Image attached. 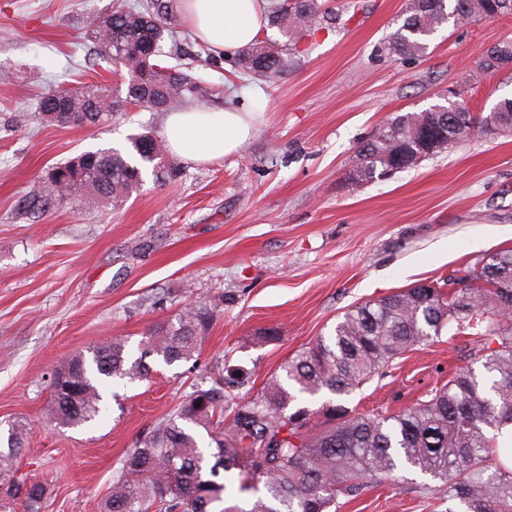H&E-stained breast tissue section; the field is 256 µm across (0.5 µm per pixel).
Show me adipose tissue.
<instances>
[{
  "instance_id": "1",
  "label": "adipose tissue",
  "mask_w": 512,
  "mask_h": 512,
  "mask_svg": "<svg viewBox=\"0 0 512 512\" xmlns=\"http://www.w3.org/2000/svg\"><path fill=\"white\" fill-rule=\"evenodd\" d=\"M181 11L197 37L227 58L250 44L267 24L265 0H181ZM252 133L247 113L195 105L170 113L163 128L170 150L194 164L236 152Z\"/></svg>"
}]
</instances>
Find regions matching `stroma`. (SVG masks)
<instances>
[{
	"instance_id": "obj_1",
	"label": "stroma",
	"mask_w": 512,
	"mask_h": 512,
	"mask_svg": "<svg viewBox=\"0 0 512 512\" xmlns=\"http://www.w3.org/2000/svg\"><path fill=\"white\" fill-rule=\"evenodd\" d=\"M113 0H0V422L22 424L23 446L0 497L17 480L44 486L41 512H102L137 438L201 385L216 360L247 369L255 387L297 350L328 334L351 305L440 282L512 247V135L474 137L421 165L355 187L356 150L383 122L419 112L467 85L471 112L512 96V68L473 82L485 48L512 41V14L445 26L425 56L398 58L388 42L409 0H332L336 19L291 46L274 81L242 77L231 60L198 73L223 91L216 108L254 115L251 140L224 158L181 163L174 182L146 178L121 207L89 198L39 219L20 197L48 167L113 146L165 113L125 110L102 130L34 115L60 84L123 90L127 72L89 59L90 20ZM224 306L197 364L150 363L148 380L107 382L105 412L78 427L49 422L52 372L120 336L137 345L197 298ZM278 328V341L252 343ZM480 368L476 342L442 336L396 359L348 402L396 412L462 367ZM440 481L398 471L336 512H448Z\"/></svg>"
}]
</instances>
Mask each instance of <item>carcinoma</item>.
<instances>
[{
  "instance_id": "1",
  "label": "carcinoma",
  "mask_w": 512,
  "mask_h": 512,
  "mask_svg": "<svg viewBox=\"0 0 512 512\" xmlns=\"http://www.w3.org/2000/svg\"><path fill=\"white\" fill-rule=\"evenodd\" d=\"M272 0L268 21L292 42L312 21H328L332 11L321 0H297L290 10ZM173 0H115L112 10L91 23L93 54L125 58V97L97 84L53 89L40 100L47 123L99 127L116 116L121 103L151 112H170L208 100L215 88L196 66L215 58L203 45L194 60L172 64L163 45L172 34ZM511 13L512 0H412L409 14L392 34L389 50L400 58L423 56L429 38L442 26H461ZM235 60L241 73L272 80L287 66V47L255 40ZM512 61V42L497 43L483 55L478 72L500 71ZM449 134L453 146L474 136L512 131V98L487 112H470L465 97L458 107L443 104L430 112L398 115L375 129L358 148L351 184L361 187L400 166L395 152L421 151L420 130ZM126 159L112 148L85 151L54 167L42 184L24 195L17 210L36 218L63 202L92 196L118 207L145 175L173 181L180 168L164 161L165 141L149 130L128 138ZM512 248L488 254L481 268L456 270L444 285L422 282L396 294L368 300L343 312L329 335L297 351L253 391L251 376L229 365L210 369L211 386L196 389L151 431L137 438L112 480L104 512H210L227 484H260L262 496L245 509L231 503L221 512H332L339 496L355 498L398 469L440 480L448 500L463 512H512ZM219 292L156 324L138 344V354L115 338L70 358L71 388L51 383V418L59 426L94 420L102 410L101 383L108 378H145L146 359L167 365L197 360L202 338L224 313ZM474 336L481 342L482 367L491 385L471 370H459L445 384L394 413H362L347 397L405 352L437 339ZM326 391L317 409L290 410L302 395ZM204 430L214 448L199 446ZM23 425L6 432L0 473L21 447ZM28 512H39L44 488L18 482Z\"/></svg>"
}]
</instances>
